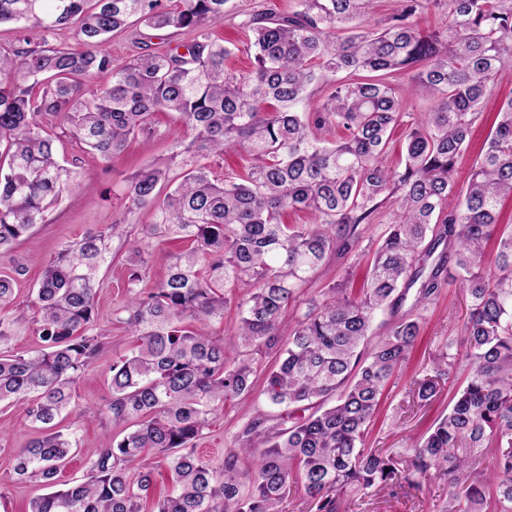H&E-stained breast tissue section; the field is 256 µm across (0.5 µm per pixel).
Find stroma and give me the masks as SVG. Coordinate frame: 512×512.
<instances>
[{"mask_svg": "<svg viewBox=\"0 0 512 512\" xmlns=\"http://www.w3.org/2000/svg\"><path fill=\"white\" fill-rule=\"evenodd\" d=\"M233 4V14L225 16L223 21L210 23L209 29L213 38L232 43L227 68L243 72L253 64V51L246 31L239 26L240 19L255 12L274 15L291 12L295 0H233ZM391 83L403 105L402 124L391 136L388 153L389 162L394 164L400 158L408 127L429 112L433 102L419 92L415 72L398 74ZM511 95L512 63L499 71L493 93L475 123V138L457 162L456 194L465 192L467 177L491 129L494 114L500 102ZM157 120L164 132L163 137L147 145L133 142L124 153L106 162L81 155L78 146L69 139L57 141L56 150L61 158L81 157L88 189L66 195L45 223L36 225L11 250L0 253V273L15 274L16 303L23 308L30 300L43 261L61 244L80 239L90 229L104 224L119 222L126 227V238L112 241L116 257L108 268L102 269L95 299L98 322L107 331L104 348L98 362L78 381L75 410L60 425L62 432L75 435L78 440L77 453L62 472L63 481L69 483L82 478L85 461L96 454L104 437L113 432L111 421L103 415L112 396L109 367L113 359L130 348L131 338L122 324L113 320L112 314L127 297L125 282L131 243L142 239L146 227L153 222L151 208H139L129 203L124 193L125 183L143 164L169 163L184 136L176 115L162 113ZM385 230V224L371 225L356 252L343 258L329 256L314 280L305 286V296H315L338 285L359 289L366 272V261L377 248ZM467 305L465 289L455 283H446L437 298L423 311L422 341L407 368L390 381L370 428L368 447L404 455L410 438L423 434L438 417L447 413L454 391L464 379L463 372H456L454 378L441 382L436 396L428 402L418 399L413 382L429 373L449 340L459 339V327ZM274 360L275 353L271 350L255 355L259 375L254 379V393L226 402L198 441V453L211 459L213 464H221L225 449L238 447L239 437L259 412H270L280 417L283 426L291 425L287 409L268 407L257 396L263 387L261 373ZM34 435L22 405L0 407V512H25L29 501L44 492L38 480H18L12 470L15 451L26 447ZM447 501L448 494L442 481L435 479L419 488L396 483L375 490L365 498L350 496L348 512H442Z\"/></svg>", "mask_w": 512, "mask_h": 512, "instance_id": "stroma-1", "label": "stroma"}]
</instances>
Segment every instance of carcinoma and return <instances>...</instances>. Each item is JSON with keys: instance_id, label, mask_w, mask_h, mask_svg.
I'll list each match as a JSON object with an SVG mask.
<instances>
[{"instance_id": "cac0c4a2", "label": "carcinoma", "mask_w": 512, "mask_h": 512, "mask_svg": "<svg viewBox=\"0 0 512 512\" xmlns=\"http://www.w3.org/2000/svg\"><path fill=\"white\" fill-rule=\"evenodd\" d=\"M230 2L0 0V26L22 33L19 44H0V252L83 185L82 167L59 161L55 140L69 138L106 161L139 136L162 137L158 112L176 114L189 131L174 154L182 157L178 178L168 165L146 164L125 186L129 202L155 210L149 239L190 244L168 255L149 289L151 244L132 248L128 301L115 321L134 345L112 360L104 415L133 430L106 439L83 479L63 488L59 472L78 441L56 430V420L72 412L75 385L100 358L95 296L123 224L91 230L43 263L29 320L15 304L14 277L0 274V404L23 403L37 431L15 452L13 471L47 489L27 512H141L158 468L169 487L152 499L153 512H281L293 486L315 512H343L351 494L400 480L418 487L440 475L448 512H512V226L500 221L502 199L512 197V97L498 108L464 196L448 205L494 77L512 61V0H405L401 13L373 26L372 0H296L286 16L260 13L241 24L254 61L238 73L225 69L232 50L208 29ZM432 5L447 10L448 26L422 33L412 18ZM134 25L193 39L183 52L143 53L115 68L106 41ZM62 28L82 49L48 43ZM409 70L435 106L409 130L392 166L387 149L403 112L387 78ZM103 72L112 81L101 88L93 79ZM326 75L336 77L328 99L297 111ZM331 128L344 133L333 144L321 135ZM230 150L252 164L224 179L203 159ZM384 205L388 226L359 292L332 287L303 298L325 259L355 250ZM296 210L313 223H284ZM445 272L471 299L463 340H448L414 386L429 400L460 368L465 383L448 414L411 439L402 468L366 447V437L422 321L405 315L375 343L373 324L413 287L415 308L432 303ZM234 290L242 292L239 353L230 363L224 338L206 326L224 318ZM291 304L305 310L285 334L281 316ZM23 328L40 348L14 351ZM273 348L278 358L261 395L310 414L286 429L259 414L246 433L262 429L265 447L247 437L224 449L217 468L196 442L224 402L253 391L252 355ZM489 448L487 476L467 478ZM249 457L254 465L241 468Z\"/></svg>"}]
</instances>
